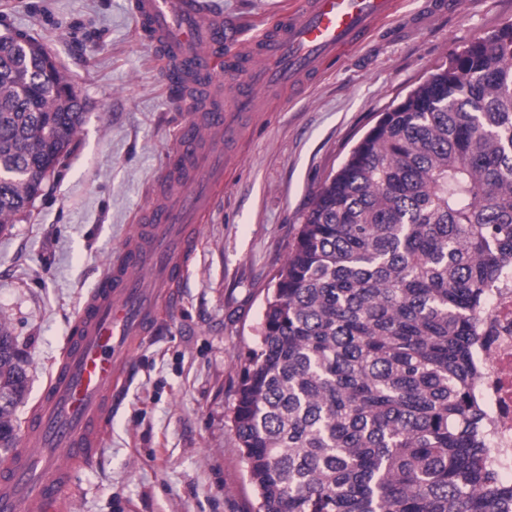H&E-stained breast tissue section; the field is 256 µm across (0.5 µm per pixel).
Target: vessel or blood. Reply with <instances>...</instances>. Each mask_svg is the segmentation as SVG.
<instances>
[{
  "mask_svg": "<svg viewBox=\"0 0 512 512\" xmlns=\"http://www.w3.org/2000/svg\"><path fill=\"white\" fill-rule=\"evenodd\" d=\"M395 0H304L275 31L243 42L229 57L237 79L232 109L204 106L181 130L154 201L74 316L48 382L25 420L24 447L0 460V512H71L76 472L93 467L112 423V396L125 384L133 348L150 332L157 298L177 299L190 231L224 181L227 151L262 96L316 73L363 42ZM141 27L167 62V78L189 107L220 82L224 17L204 0H136Z\"/></svg>",
  "mask_w": 512,
  "mask_h": 512,
  "instance_id": "1",
  "label": "vessel or blood"
}]
</instances>
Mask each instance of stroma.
Returning <instances> with one entry per match:
<instances>
[{
	"label": "stroma",
	"mask_w": 512,
	"mask_h": 512,
	"mask_svg": "<svg viewBox=\"0 0 512 512\" xmlns=\"http://www.w3.org/2000/svg\"><path fill=\"white\" fill-rule=\"evenodd\" d=\"M297 0H206L245 37ZM422 0L285 90L243 129L224 190L201 224L178 305L133 351L98 462L74 477V512H250L255 500L231 423L244 358L268 288L315 192L378 112L453 52L512 23V0H461L410 20ZM38 38L82 95L66 164L30 213L0 232V317L29 366L25 420L77 309L131 237L188 113L171 100L131 0H0V37Z\"/></svg>",
	"instance_id": "stroma-1"
}]
</instances>
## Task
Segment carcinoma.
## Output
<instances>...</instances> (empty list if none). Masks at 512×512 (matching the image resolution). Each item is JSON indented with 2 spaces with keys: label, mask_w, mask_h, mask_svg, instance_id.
I'll list each match as a JSON object with an SVG mask.
<instances>
[{
  "label": "carcinoma",
  "mask_w": 512,
  "mask_h": 512,
  "mask_svg": "<svg viewBox=\"0 0 512 512\" xmlns=\"http://www.w3.org/2000/svg\"><path fill=\"white\" fill-rule=\"evenodd\" d=\"M49 56L0 57V231L72 151ZM512 266V24L455 52L323 182L267 296L233 426L254 512H512L473 350ZM27 360L0 318V447Z\"/></svg>",
  "instance_id": "obj_1"
}]
</instances>
